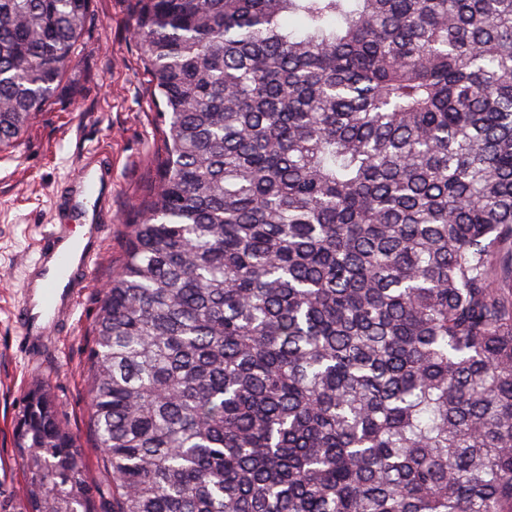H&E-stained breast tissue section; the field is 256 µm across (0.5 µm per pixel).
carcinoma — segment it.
<instances>
[{
  "label": "carcinoma",
  "instance_id": "carcinoma-1",
  "mask_svg": "<svg viewBox=\"0 0 512 512\" xmlns=\"http://www.w3.org/2000/svg\"><path fill=\"white\" fill-rule=\"evenodd\" d=\"M90 0H0V148ZM169 146L0 512H512V0H138Z\"/></svg>",
  "mask_w": 512,
  "mask_h": 512
}]
</instances>
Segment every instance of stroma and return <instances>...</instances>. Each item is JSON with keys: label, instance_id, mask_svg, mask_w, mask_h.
<instances>
[{"label": "stroma", "instance_id": "obj_1", "mask_svg": "<svg viewBox=\"0 0 512 512\" xmlns=\"http://www.w3.org/2000/svg\"><path fill=\"white\" fill-rule=\"evenodd\" d=\"M137 8L136 0H91L82 45L49 103L14 147L0 150V485L15 495L25 482L13 425L28 393L43 385L80 438L88 478L102 479V450L88 413L89 332L166 154L161 107L134 36ZM91 144L112 154V231L77 317L33 361L13 319L21 278L35 240L52 221L57 187L71 174L78 150Z\"/></svg>", "mask_w": 512, "mask_h": 512}]
</instances>
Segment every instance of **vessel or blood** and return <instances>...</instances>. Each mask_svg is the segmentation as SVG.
<instances>
[{
    "mask_svg": "<svg viewBox=\"0 0 512 512\" xmlns=\"http://www.w3.org/2000/svg\"><path fill=\"white\" fill-rule=\"evenodd\" d=\"M112 224V156L82 149L73 173L53 196V222L41 235L22 282L16 312L23 336L49 335L73 315Z\"/></svg>",
    "mask_w": 512,
    "mask_h": 512,
    "instance_id": "vessel-or-blood-1",
    "label": "vessel or blood"
}]
</instances>
